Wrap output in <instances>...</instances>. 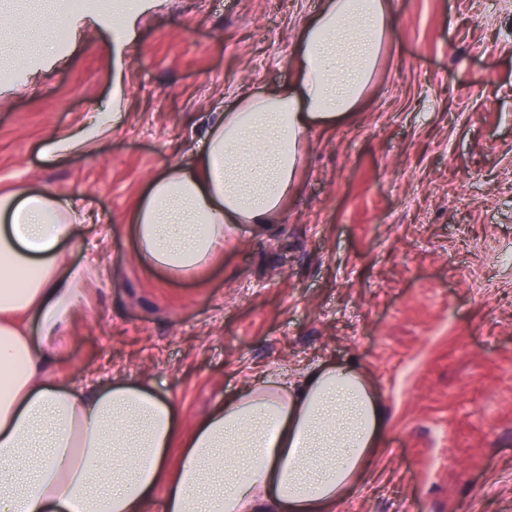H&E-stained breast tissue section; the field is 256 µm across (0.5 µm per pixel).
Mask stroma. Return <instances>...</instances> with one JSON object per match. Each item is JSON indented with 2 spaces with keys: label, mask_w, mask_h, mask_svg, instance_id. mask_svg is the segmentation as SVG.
<instances>
[{
  "label": "stroma",
  "mask_w": 512,
  "mask_h": 512,
  "mask_svg": "<svg viewBox=\"0 0 512 512\" xmlns=\"http://www.w3.org/2000/svg\"><path fill=\"white\" fill-rule=\"evenodd\" d=\"M0 70V189L85 203L68 245L98 279L53 373L152 383L186 424L262 369L359 364L392 418L375 478L336 512H512V0H395L394 47L353 117L313 136L279 224L243 226L197 284L140 267L125 217L193 163L236 94L287 81L320 0H140L130 42L57 37L63 0H16ZM126 94L112 101L116 61ZM120 121L47 161L54 131Z\"/></svg>",
  "instance_id": "35a3bbf8"
}]
</instances>
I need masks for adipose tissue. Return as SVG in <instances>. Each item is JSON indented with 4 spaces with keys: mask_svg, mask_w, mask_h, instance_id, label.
Listing matches in <instances>:
<instances>
[{
    "mask_svg": "<svg viewBox=\"0 0 512 512\" xmlns=\"http://www.w3.org/2000/svg\"><path fill=\"white\" fill-rule=\"evenodd\" d=\"M393 10V0H321L287 82L236 96L194 163L148 178L126 219L137 263L193 282L242 225L278 223L312 135L350 118L373 87ZM108 131L93 116L81 133L51 134L44 154L87 152ZM85 223L83 206L52 193H0V512H146L159 490L163 512H336L374 474L391 422L357 366L266 369L187 436L178 406L144 381L78 388L51 373L95 278L64 254Z\"/></svg>",
    "mask_w": 512,
    "mask_h": 512,
    "instance_id": "1",
    "label": "adipose tissue"
}]
</instances>
